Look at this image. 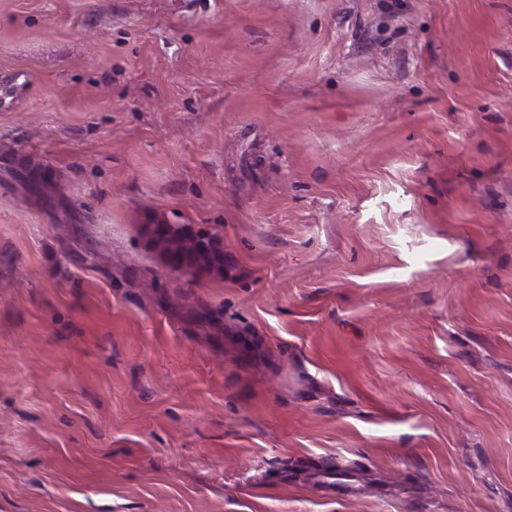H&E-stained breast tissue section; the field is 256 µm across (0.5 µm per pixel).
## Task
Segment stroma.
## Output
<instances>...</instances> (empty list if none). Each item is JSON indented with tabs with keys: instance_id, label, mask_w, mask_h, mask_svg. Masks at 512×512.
Listing matches in <instances>:
<instances>
[{
	"instance_id": "obj_1",
	"label": "stroma",
	"mask_w": 512,
	"mask_h": 512,
	"mask_svg": "<svg viewBox=\"0 0 512 512\" xmlns=\"http://www.w3.org/2000/svg\"><path fill=\"white\" fill-rule=\"evenodd\" d=\"M0 512H512V0H0ZM151 242L158 248L172 269L183 268L224 270V253L219 247L208 246L192 227L186 224H150Z\"/></svg>"
}]
</instances>
